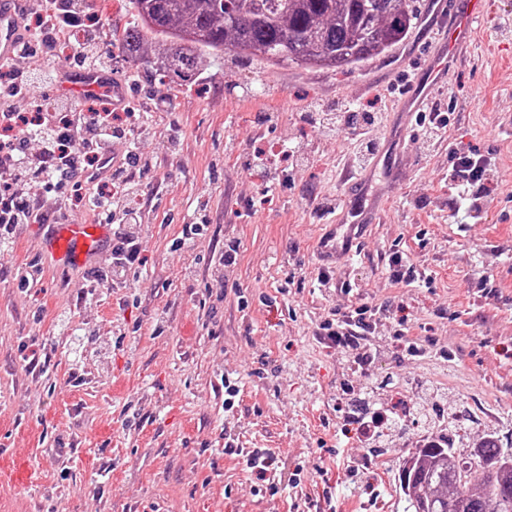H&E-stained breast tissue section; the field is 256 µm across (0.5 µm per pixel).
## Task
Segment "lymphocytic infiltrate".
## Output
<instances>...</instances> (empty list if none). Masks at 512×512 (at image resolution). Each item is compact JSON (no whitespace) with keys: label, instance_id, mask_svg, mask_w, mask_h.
<instances>
[{"label":"lymphocytic infiltrate","instance_id":"1","mask_svg":"<svg viewBox=\"0 0 512 512\" xmlns=\"http://www.w3.org/2000/svg\"><path fill=\"white\" fill-rule=\"evenodd\" d=\"M90 10V0H37L34 12L38 23L25 28L22 56L36 51L54 53L60 32L77 26L80 16L89 15ZM58 81V73L45 65L34 74L10 69L7 83H0V119L10 122L13 130L10 139L0 142V254L8 253L18 225L44 223L46 205L65 195L73 175L94 170L96 162L120 142L125 146L124 164L109 170L104 189L88 203L113 226L112 280L123 282L143 263L136 228L143 224L144 213L139 205L140 187L132 171H146L152 166L139 151L147 117L142 112H129L120 122L112 108L85 109L47 93L32 92L34 84L53 86ZM22 97L27 98L28 109L15 111L11 102ZM382 270L392 284L401 287L431 280L426 268L397 249L385 254ZM387 310V305L368 303L336 310L320 323L319 336L329 346L351 355L358 368L368 369L366 340ZM224 452L238 458L245 470L264 481L270 494L278 493L275 459L265 449L228 444Z\"/></svg>","mask_w":512,"mask_h":512}]
</instances>
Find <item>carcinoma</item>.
I'll return each mask as SVG.
<instances>
[{
	"instance_id": "obj_1",
	"label": "carcinoma",
	"mask_w": 512,
	"mask_h": 512,
	"mask_svg": "<svg viewBox=\"0 0 512 512\" xmlns=\"http://www.w3.org/2000/svg\"><path fill=\"white\" fill-rule=\"evenodd\" d=\"M134 22L124 51L140 55L147 34L171 39L164 65L182 76L205 54H224L306 68H356L392 51L418 14L406 0H130ZM496 467L477 478L449 443L416 445L401 474L411 512H512V456L492 436L474 449Z\"/></svg>"
}]
</instances>
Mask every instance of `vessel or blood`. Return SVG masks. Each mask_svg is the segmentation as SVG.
I'll return each instance as SVG.
<instances>
[{"label": "vessel or blood", "instance_id": "1", "mask_svg": "<svg viewBox=\"0 0 512 512\" xmlns=\"http://www.w3.org/2000/svg\"><path fill=\"white\" fill-rule=\"evenodd\" d=\"M23 0H0V64L11 62L24 38L20 15ZM438 17L436 35L424 65L425 78L413 82L409 91L396 102L395 124L387 136L380 155L364 173L360 193L349 195L336 219L343 228L336 240L335 254L344 259L350 256L354 230L358 225L377 221L385 207L383 193L373 190L376 179L395 185L406 176L403 167L404 144L408 127L419 112L424 111L432 91L445 84L451 64L457 56L471 48L477 35V25L484 18L486 0H434ZM79 90L107 92L109 104L117 108L127 103L124 86L118 82L103 83L97 75H85ZM41 250L61 268L79 267L104 252L112 243L108 225L66 224L49 221L40 234Z\"/></svg>", "mask_w": 512, "mask_h": 512}]
</instances>
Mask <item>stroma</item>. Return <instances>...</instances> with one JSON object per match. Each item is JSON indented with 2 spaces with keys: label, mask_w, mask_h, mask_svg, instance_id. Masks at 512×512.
I'll return each instance as SVG.
<instances>
[{
  "label": "stroma",
  "mask_w": 512,
  "mask_h": 512,
  "mask_svg": "<svg viewBox=\"0 0 512 512\" xmlns=\"http://www.w3.org/2000/svg\"><path fill=\"white\" fill-rule=\"evenodd\" d=\"M93 3L113 80L153 115L140 148L157 166L137 176L144 264L91 302L89 274L109 273L107 256L59 268L27 224L0 258V512H405L402 462L430 430L464 458L488 435L512 452V28L500 24L512 0H488L470 58L437 90L446 141L429 148L408 133L405 182L336 272L356 280L348 295L314 282L336 222L324 206L346 197L339 166L352 163L353 145L311 116L359 102L382 113L385 142L391 106L431 45L432 0H416L402 44L349 72L228 54L189 79L163 68V38L126 57L129 0ZM273 142L295 144L296 163L260 165ZM469 150L494 161L470 209L453 168ZM192 221L204 235L175 247ZM228 239L239 253L227 269ZM393 248L432 283L391 285L379 258ZM34 266L37 283L18 288L17 271ZM481 278L490 288H472ZM394 298L403 306L371 337L367 374L321 343L333 309ZM401 325L420 355L397 341ZM228 380L239 389L229 409ZM368 391L384 407L426 413L429 425L370 447L345 410ZM228 441L273 452L282 491H263L225 454Z\"/></svg>",
  "instance_id": "obj_1"
}]
</instances>
